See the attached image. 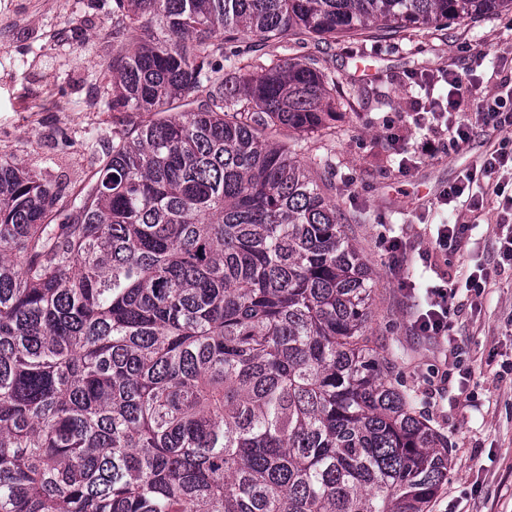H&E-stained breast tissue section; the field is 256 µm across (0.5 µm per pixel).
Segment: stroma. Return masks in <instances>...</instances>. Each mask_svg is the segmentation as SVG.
Masks as SVG:
<instances>
[{"label": "stroma", "instance_id": "35a3bbf8", "mask_svg": "<svg viewBox=\"0 0 512 512\" xmlns=\"http://www.w3.org/2000/svg\"><path fill=\"white\" fill-rule=\"evenodd\" d=\"M111 9L112 0H0V154L44 173L64 194L94 174L90 145L140 120L93 104L112 60ZM289 46V57L316 58L336 73L350 102L336 113L335 133L307 140L301 159L335 157L331 195L373 272L371 339L394 351L389 382L413 395L448 441V478L429 512H512V263L498 253L503 228L512 225L503 207L512 176L474 183L481 214L437 201L506 131L477 124L468 143L425 158L415 151L424 133L410 116L425 99L419 81L448 71L461 80V121H470L485 90L512 91V12L394 38L369 32ZM61 129L71 141L64 153ZM439 224L464 227L445 252L430 248ZM395 236L406 249L399 268L388 250ZM481 269L484 287H466ZM404 278L454 289L447 339L416 335L422 301L400 288Z\"/></svg>", "mask_w": 512, "mask_h": 512}]
</instances>
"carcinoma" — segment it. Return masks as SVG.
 <instances>
[{"mask_svg": "<svg viewBox=\"0 0 512 512\" xmlns=\"http://www.w3.org/2000/svg\"><path fill=\"white\" fill-rule=\"evenodd\" d=\"M507 7L112 0L100 99L144 119L64 202L0 156V512H428L448 442L385 380L332 162L279 141L347 103L277 49Z\"/></svg>", "mask_w": 512, "mask_h": 512, "instance_id": "cac0c4a2", "label": "carcinoma"}]
</instances>
